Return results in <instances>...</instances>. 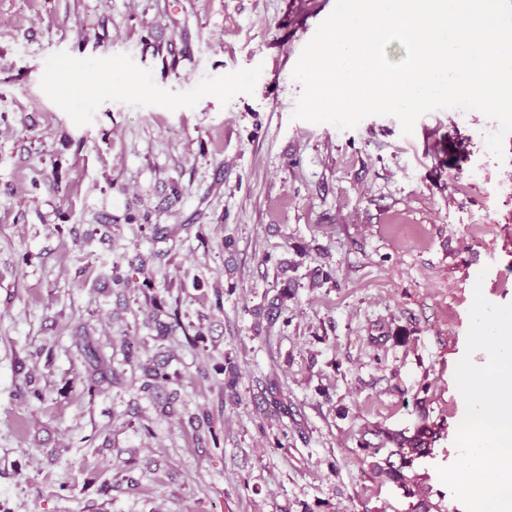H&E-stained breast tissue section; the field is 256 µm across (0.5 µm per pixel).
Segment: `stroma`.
I'll list each match as a JSON object with an SVG mask.
<instances>
[{"instance_id": "35a3bbf8", "label": "stroma", "mask_w": 512, "mask_h": 512, "mask_svg": "<svg viewBox=\"0 0 512 512\" xmlns=\"http://www.w3.org/2000/svg\"><path fill=\"white\" fill-rule=\"evenodd\" d=\"M334 5L0 0V512H409L363 445L414 429L424 384L444 429L416 471L465 512L437 469L459 455L475 282L512 303V134L499 160L477 111L408 137L293 119ZM174 306L195 341L158 338ZM80 328L123 373L93 398ZM129 345L170 355L173 414Z\"/></svg>"}]
</instances>
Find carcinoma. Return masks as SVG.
I'll return each instance as SVG.
<instances>
[{"mask_svg":"<svg viewBox=\"0 0 512 512\" xmlns=\"http://www.w3.org/2000/svg\"><path fill=\"white\" fill-rule=\"evenodd\" d=\"M171 322L158 324L160 338H165L168 332L177 328L184 335H189V327L181 321L178 310L169 314ZM74 342L80 354L84 358L85 369L80 380L89 396L95 397L102 392L103 385L117 383L116 372L112 369L111 362L105 360L101 346L86 333L74 337ZM125 362L137 364L142 370V382L139 392L148 398L161 401L162 411H167L171 401L164 396L165 387L172 381V375L167 371L168 361L152 358L143 363L134 356L131 351H126ZM414 406L421 415V423L410 434L404 431L390 432L380 431L383 440L392 445L386 457L372 464V471L383 482H389L402 489L408 498H417L413 505V512H449L441 503H433L429 500V491L419 482L420 475L414 470V462L420 458L432 455L433 443L437 440L442 424L429 421L427 410V397L414 394ZM189 423L194 425L197 431V440H202L199 431L211 429V414L201 408L198 412L189 416Z\"/></svg>","mask_w":512,"mask_h":512,"instance_id":"cac0c4a2","label":"carcinoma"}]
</instances>
